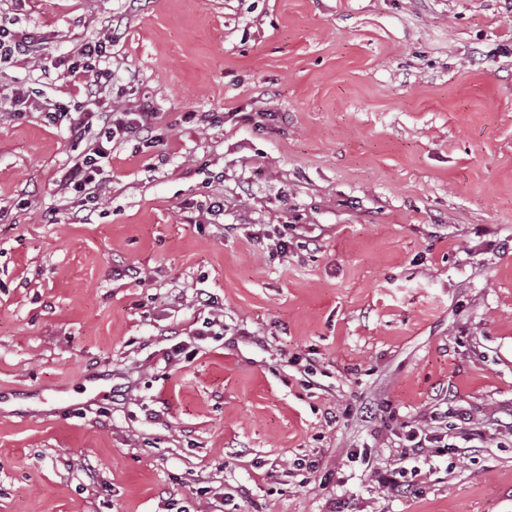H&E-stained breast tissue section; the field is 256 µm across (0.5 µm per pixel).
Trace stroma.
<instances>
[{
    "instance_id": "35a3bbf8",
    "label": "stroma",
    "mask_w": 512,
    "mask_h": 512,
    "mask_svg": "<svg viewBox=\"0 0 512 512\" xmlns=\"http://www.w3.org/2000/svg\"><path fill=\"white\" fill-rule=\"evenodd\" d=\"M0 13L38 34L0 65V512H512V0ZM105 35L102 93L41 74ZM18 87L156 112L87 219L89 141L14 119ZM451 406L470 449L380 488L403 423Z\"/></svg>"
}]
</instances>
